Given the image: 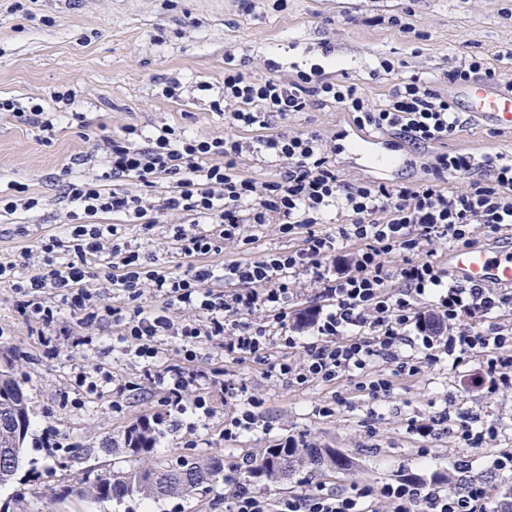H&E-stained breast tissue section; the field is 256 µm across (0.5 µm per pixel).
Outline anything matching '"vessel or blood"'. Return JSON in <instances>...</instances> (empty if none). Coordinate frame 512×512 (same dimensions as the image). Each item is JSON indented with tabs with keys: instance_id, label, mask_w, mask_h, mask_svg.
<instances>
[{
	"instance_id": "b4317fda",
	"label": "vessel or blood",
	"mask_w": 512,
	"mask_h": 512,
	"mask_svg": "<svg viewBox=\"0 0 512 512\" xmlns=\"http://www.w3.org/2000/svg\"><path fill=\"white\" fill-rule=\"evenodd\" d=\"M455 95L462 100L463 110L468 116L512 129V90L480 82L459 86ZM448 269L461 283L493 282L512 288V249L459 248L449 252Z\"/></svg>"
}]
</instances>
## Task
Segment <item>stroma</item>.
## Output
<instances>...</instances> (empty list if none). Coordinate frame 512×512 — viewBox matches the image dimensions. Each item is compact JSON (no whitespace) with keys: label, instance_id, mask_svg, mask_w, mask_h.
<instances>
[{"label":"stroma","instance_id":"stroma-1","mask_svg":"<svg viewBox=\"0 0 512 512\" xmlns=\"http://www.w3.org/2000/svg\"><path fill=\"white\" fill-rule=\"evenodd\" d=\"M244 11L241 0H0V97L20 104L44 98L69 84L81 93L86 127L60 124L51 140L34 126L0 115V183L16 182L38 197L41 209L29 224L0 223V257L37 249L42 239L64 229L58 175L70 159L90 151L95 140L127 125L144 130L168 123L210 136L232 129L223 116L209 112L205 97L192 92L179 102L156 95L163 77L176 73L188 84L224 83V53L232 50L246 62V72L264 77L256 60L265 57L283 71L292 64L359 79L366 95L380 101L392 79H371L380 59L406 63L434 78L454 66L460 55H490L512 44V0H254ZM394 15L408 16L413 33L388 24ZM290 130L317 132L336 140V162L349 179L397 185L418 179L424 158L404 150V164L385 172L362 169L348 149L355 133L347 113L315 110L286 124ZM448 151L512 153V130L485 120H470L447 141ZM130 239L142 240L146 255L185 270L170 244L167 225L142 236L138 225L126 227ZM120 329L107 325L94 348H61L48 358L33 325L15 308L9 284H0V367L11 369L30 402L31 427L21 453L16 483L0 486V502L24 493L27 512H42L46 488L83 478L90 472L115 474L130 466L123 434L137 420L156 423L159 433L153 459L166 464L179 457L220 458L232 468L243 457L260 458L279 440L303 434L318 447L333 448L353 462L351 471H300L276 485L255 480L259 490L285 494L304 481L332 490L352 483H383L411 475L432 485H447L458 461H467L471 476L494 489L502 502L512 479L489 468L491 448H454L441 435L428 464L417 459L416 441L406 421L440 410L446 403L501 423L502 447H512V391L490 400L477 386V368L450 363L399 381L391 398L369 405L356 403L335 416H318L315 408L331 397L332 388H293L268 380L262 366L246 363L236 374L264 401L260 409L270 430H258L238 443H225L224 395L212 390L215 414L190 429L173 425L153 395L140 365L124 355ZM107 363L114 380L101 392L78 394L73 376L81 366ZM121 412H113V402ZM373 424L375 436L365 426ZM54 512H224V485L205 494L146 500L127 497L101 504L73 498Z\"/></svg>","mask_w":512,"mask_h":512}]
</instances>
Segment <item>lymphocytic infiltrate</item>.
<instances>
[{"mask_svg": "<svg viewBox=\"0 0 512 512\" xmlns=\"http://www.w3.org/2000/svg\"><path fill=\"white\" fill-rule=\"evenodd\" d=\"M268 77L245 74L233 53L224 55V85L211 94L209 108L234 128L231 136H206L168 123L146 131L134 125L98 140L87 162V176L63 170L62 237H49L39 252L23 251L0 260V283L10 284L22 317L39 325L42 343L72 348L92 343L110 321L122 328L130 360L147 368L161 403L195 420L214 413L208 388L224 389L234 409L224 417V440L239 442L261 422L263 402L238 379L234 366L255 362L266 376L288 386L333 388L316 406L335 416L347 400L337 388L349 382L354 394L374 403L391 396L397 380L451 360L453 366L480 361V386L493 399L512 390V289L456 281L434 257V243L470 247L482 237L501 239L512 229V156L443 151L464 121L442 85L475 79L497 84L500 76L488 57L464 54L439 81L413 74L398 78L376 102L359 83L338 79L319 68ZM77 92L64 85L47 104L23 108L0 98V112L54 134L63 121L79 122ZM332 109L350 115L354 126L372 134H391L418 148H429L420 181L389 186L348 180L336 166V147L307 131H272L273 119ZM270 158L276 171L258 180L240 171L242 158ZM467 175L464 188L448 185L449 174ZM168 180L163 196L154 190ZM347 223L330 226L331 213ZM169 225L171 242L187 259L175 273L147 260L125 227L149 232ZM166 223V222H165ZM270 227L294 240V247L245 261L207 264L221 248L243 249L249 228ZM324 306L312 319V332L293 335L290 302L300 276ZM164 300L161 308L143 305L145 290ZM111 303H103V292ZM431 307L444 326L433 333L420 320ZM72 319L64 324L59 307ZM181 318H174V311ZM178 341L177 359L152 371L162 337ZM222 350L224 368L198 364V346ZM407 432L420 442V461L433 457V444L449 434L454 447H496L499 422L442 409L412 417ZM225 512H492L486 482L461 474L451 486H430L406 476L379 485L351 484L336 491L305 484L297 493L255 490L235 475L224 477Z\"/></svg>", "mask_w": 512, "mask_h": 512, "instance_id": "f902f5d3", "label": "lymphocytic infiltrate"}]
</instances>
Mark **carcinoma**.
I'll list each match as a JSON object with an SVG mask.
<instances>
[{"mask_svg": "<svg viewBox=\"0 0 512 512\" xmlns=\"http://www.w3.org/2000/svg\"><path fill=\"white\" fill-rule=\"evenodd\" d=\"M21 386L7 370L0 371V415L3 421L15 414L30 424L28 398L20 393ZM157 440V431L148 421L128 427L124 449L137 465L115 475L110 472L88 473L86 477L60 488H50L43 495L44 512H53L54 504L63 497L93 502H108L124 497L160 499L167 496H185L210 486L223 471V464L215 459L189 458L183 469L171 465H156L151 454ZM0 446V486L10 483L19 466L22 448ZM329 467L349 471L353 462L336 454L333 448H268L255 461L251 473L268 483H278L302 465Z\"/></svg>", "mask_w": 512, "mask_h": 512, "instance_id": "carcinoma-1", "label": "carcinoma"}]
</instances>
